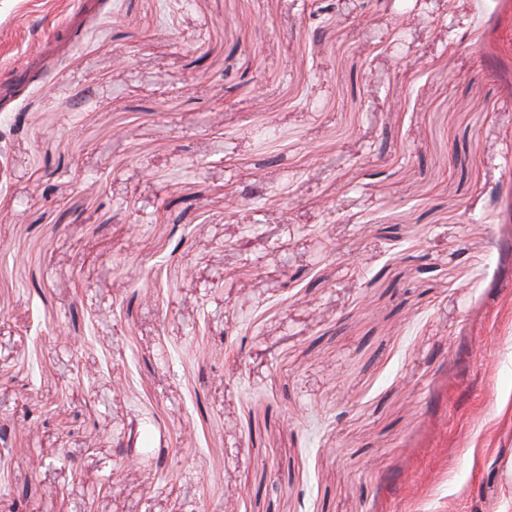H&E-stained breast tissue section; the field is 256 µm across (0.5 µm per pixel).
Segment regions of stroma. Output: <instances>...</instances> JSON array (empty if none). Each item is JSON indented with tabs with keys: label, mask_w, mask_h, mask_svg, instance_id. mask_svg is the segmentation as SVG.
I'll return each instance as SVG.
<instances>
[{
	"label": "stroma",
	"mask_w": 512,
	"mask_h": 512,
	"mask_svg": "<svg viewBox=\"0 0 512 512\" xmlns=\"http://www.w3.org/2000/svg\"><path fill=\"white\" fill-rule=\"evenodd\" d=\"M311 26L304 0H0L17 512L512 510V0ZM115 436L168 483L114 478Z\"/></svg>",
	"instance_id": "1"
}]
</instances>
